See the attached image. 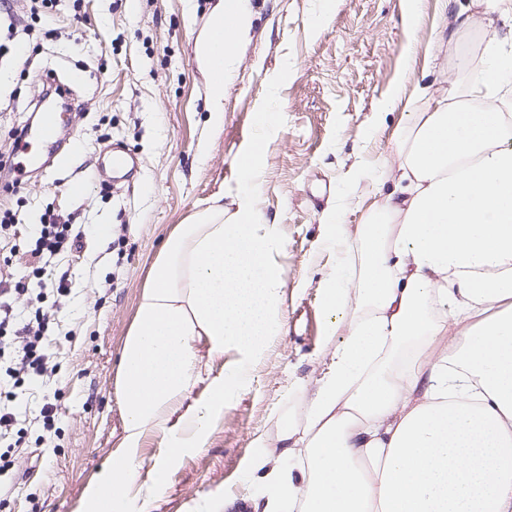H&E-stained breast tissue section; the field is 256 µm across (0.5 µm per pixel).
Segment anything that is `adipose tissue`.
Masks as SVG:
<instances>
[{"mask_svg":"<svg viewBox=\"0 0 512 512\" xmlns=\"http://www.w3.org/2000/svg\"><path fill=\"white\" fill-rule=\"evenodd\" d=\"M487 4L453 17L494 32L480 78L413 113L396 163L372 175L394 188L362 224L324 217L344 247L322 288L330 362L302 417L256 439L252 512H512V13ZM253 19L249 0H217L196 49L213 128ZM261 152L241 157L237 211L199 212L155 260L118 363L122 438L81 512H145L281 334L282 241L251 199ZM229 350L238 360L202 378L203 356ZM153 435L165 452L142 481Z\"/></svg>","mask_w":512,"mask_h":512,"instance_id":"obj_1","label":"adipose tissue"}]
</instances>
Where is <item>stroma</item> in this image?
Wrapping results in <instances>:
<instances>
[{
  "label": "stroma",
  "mask_w": 512,
  "mask_h": 512,
  "mask_svg": "<svg viewBox=\"0 0 512 512\" xmlns=\"http://www.w3.org/2000/svg\"><path fill=\"white\" fill-rule=\"evenodd\" d=\"M250 42L224 92V126L206 124L205 77L194 45L213 0H57L56 34L36 33L29 66L0 56V149L36 106L40 75L68 84L78 108L57 166L19 189L0 176V209L17 213L18 234L0 240V277L30 275L43 289L54 370L35 385L0 380V402L14 392L23 453L0 442L11 462L0 472V512H78L85 486L107 464L122 434L116 368L146 276L164 240L213 204L235 209L238 162L262 138L255 206L284 242L275 260L285 280L284 330L245 386L224 404L205 448L185 456L147 512H194L204 497L247 493L254 440L275 435L297 413L302 383L325 369L322 285L340 257L322 238V218L346 203L348 227L362 222L357 201L373 190L360 174L391 158L395 137L424 100L417 90L447 87L425 72L436 48L441 0H250ZM86 17L81 41L72 14ZM326 14L323 27L314 19ZM401 100L380 106L392 91ZM268 126H260L265 111ZM120 145L139 162L127 180L96 177L101 151ZM73 225L106 224L108 244L90 234L40 267L31 254L45 211ZM65 293H57L58 284ZM53 403L52 428L37 417Z\"/></svg>",
  "instance_id": "1"
}]
</instances>
